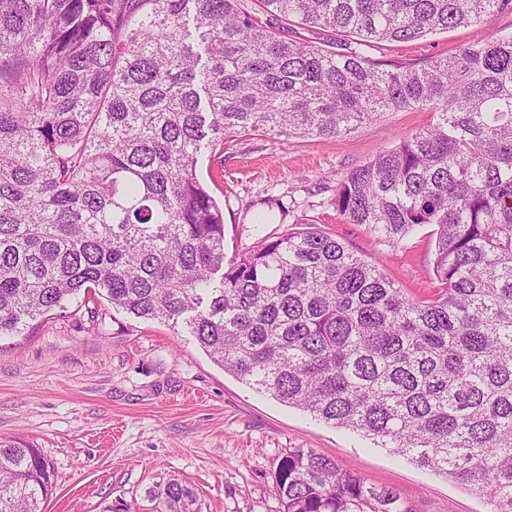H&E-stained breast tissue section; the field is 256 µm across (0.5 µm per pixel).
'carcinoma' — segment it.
Segmentation results:
<instances>
[{
    "label": "carcinoma",
    "instance_id": "1",
    "mask_svg": "<svg viewBox=\"0 0 512 512\" xmlns=\"http://www.w3.org/2000/svg\"><path fill=\"white\" fill-rule=\"evenodd\" d=\"M259 3L0 0V336L80 293L180 319L257 390L512 512V32L386 69L262 19L368 47L479 25L512 0ZM410 108L431 124L351 170L334 205L392 245L435 225V295H407L317 231L224 266L203 141L334 138ZM275 481L283 512H413L313 449H288ZM50 488L38 449L0 442V512H42ZM154 498L159 512L196 502L178 480ZM294 31H297V37L310 42L311 45L317 48H323L332 51L340 50V42L337 40L336 35L319 28H312L310 31L302 30L299 27H291Z\"/></svg>",
    "mask_w": 512,
    "mask_h": 512
}]
</instances>
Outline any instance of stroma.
<instances>
[{"label": "stroma", "mask_w": 512, "mask_h": 512, "mask_svg": "<svg viewBox=\"0 0 512 512\" xmlns=\"http://www.w3.org/2000/svg\"><path fill=\"white\" fill-rule=\"evenodd\" d=\"M508 9L478 27L364 48L381 63L420 65L493 32ZM431 112H390L347 136L288 131L239 134L203 146L197 175L224 206V258L261 241L314 229L344 241L408 294L427 298L434 225L399 245L349 224L332 203L351 170L428 126ZM0 439L38 448L52 469L43 512H156L151 495L191 485L195 512H280L274 473L291 448H311L371 486L389 487L418 512H489L486 498L315 419L224 372L183 327L138 319L104 298L73 300L18 336L0 337Z\"/></svg>", "instance_id": "1"}]
</instances>
